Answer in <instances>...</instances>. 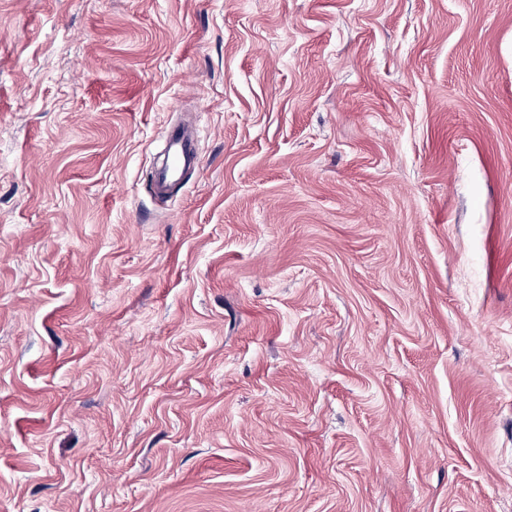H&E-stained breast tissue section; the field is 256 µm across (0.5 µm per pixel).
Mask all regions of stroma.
Returning a JSON list of instances; mask_svg holds the SVG:
<instances>
[{
  "label": "stroma",
  "mask_w": 512,
  "mask_h": 512,
  "mask_svg": "<svg viewBox=\"0 0 512 512\" xmlns=\"http://www.w3.org/2000/svg\"><path fill=\"white\" fill-rule=\"evenodd\" d=\"M0 512H512V0H0ZM169 158L167 164L154 176L152 190L156 195L178 180L185 168L195 167L198 156L194 149L193 138L177 130L168 133Z\"/></svg>",
  "instance_id": "obj_1"
}]
</instances>
